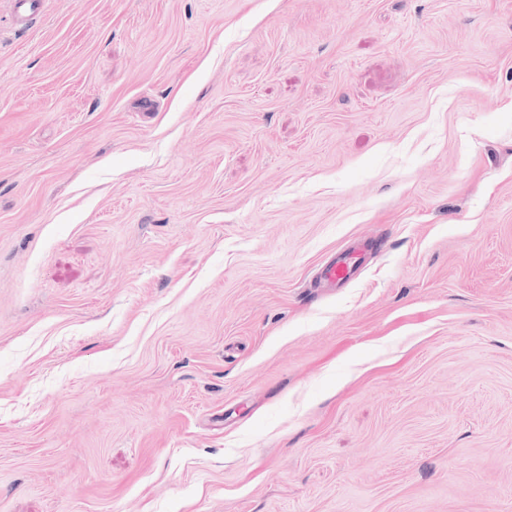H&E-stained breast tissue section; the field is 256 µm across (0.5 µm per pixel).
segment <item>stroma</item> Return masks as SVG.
<instances>
[{"label":"stroma","mask_w":512,"mask_h":512,"mask_svg":"<svg viewBox=\"0 0 512 512\" xmlns=\"http://www.w3.org/2000/svg\"><path fill=\"white\" fill-rule=\"evenodd\" d=\"M0 512H512V0H0ZM359 260V250L353 249L327 263L320 272V277L333 284H343L348 280Z\"/></svg>","instance_id":"stroma-1"}]
</instances>
